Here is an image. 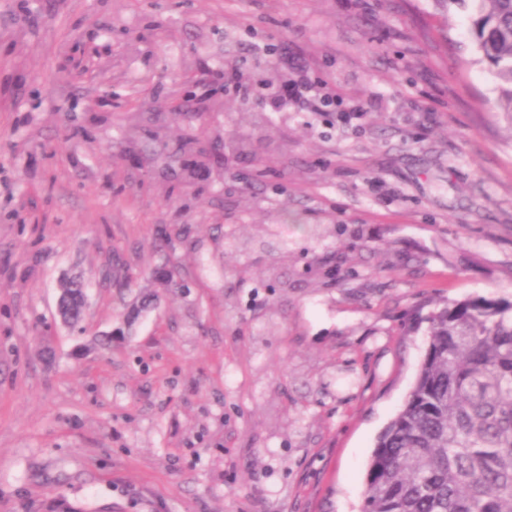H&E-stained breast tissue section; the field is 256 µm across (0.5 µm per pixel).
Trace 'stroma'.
Instances as JSON below:
<instances>
[{"label":"stroma","mask_w":512,"mask_h":512,"mask_svg":"<svg viewBox=\"0 0 512 512\" xmlns=\"http://www.w3.org/2000/svg\"><path fill=\"white\" fill-rule=\"evenodd\" d=\"M299 67L330 107H272ZM496 99L434 0H0V512H359L428 313L512 300ZM59 295L57 310L61 320L72 327L80 329L83 312L87 301L86 285L78 279L64 278L58 285ZM157 299V295L148 292V291H140L137 297L129 304L127 308V312L124 316L122 326L118 327L113 333H108L104 336L103 339L97 340L98 345L100 347L107 346L112 344V341L115 339V336L123 337L129 335L130 327L134 320L145 310L150 308Z\"/></svg>","instance_id":"35a3bbf8"}]
</instances>
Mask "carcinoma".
Returning <instances> with one entry per match:
<instances>
[{
  "mask_svg": "<svg viewBox=\"0 0 512 512\" xmlns=\"http://www.w3.org/2000/svg\"><path fill=\"white\" fill-rule=\"evenodd\" d=\"M473 6L481 60L512 117V0H436ZM57 310L76 329L86 285L60 280ZM157 295L141 291L101 347L129 335ZM419 372L370 455L360 512H512V300L477 296L427 317ZM37 512H98L53 496Z\"/></svg>",
  "mask_w": 512,
  "mask_h": 512,
  "instance_id": "carcinoma-1",
  "label": "carcinoma"
}]
</instances>
